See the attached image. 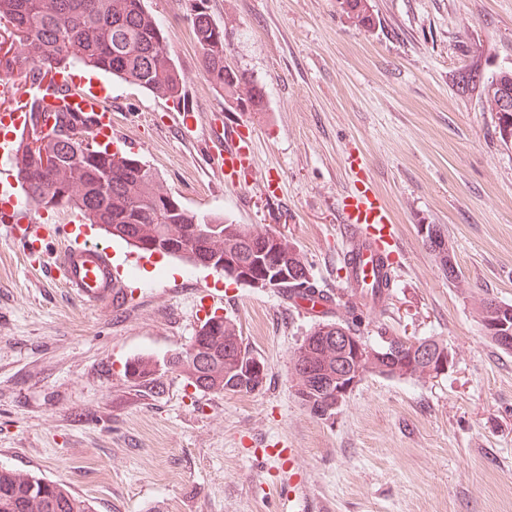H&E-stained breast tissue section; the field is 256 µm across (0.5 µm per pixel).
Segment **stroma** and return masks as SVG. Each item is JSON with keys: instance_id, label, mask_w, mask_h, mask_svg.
Masks as SVG:
<instances>
[{"instance_id": "stroma-1", "label": "stroma", "mask_w": 512, "mask_h": 512, "mask_svg": "<svg viewBox=\"0 0 512 512\" xmlns=\"http://www.w3.org/2000/svg\"><path fill=\"white\" fill-rule=\"evenodd\" d=\"M225 30L226 59L265 93L242 112L207 79L192 17ZM371 28L336 0H147L185 78L181 105L102 82L118 107L115 145L200 214L278 229L311 274L345 285L338 203L348 153L369 164L403 253L384 310L360 332L431 337L453 353L426 381L365 375L334 419L298 399L292 356L324 319L269 289L172 257L143 258L97 225L132 291L120 310L78 301L0 224V466L60 480L95 512H282L289 486L312 512H512V353L486 337L477 308L512 305V142L458 70L512 68V0H370ZM236 122L256 137L257 170L224 187L204 139L187 143L169 112ZM279 183L269 197L266 180ZM440 225L457 265L449 280L420 232ZM236 321L265 365L250 393L200 392L162 370L163 390L132 385L127 360L184 351L210 307Z\"/></svg>"}]
</instances>
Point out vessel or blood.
<instances>
[{"mask_svg": "<svg viewBox=\"0 0 512 512\" xmlns=\"http://www.w3.org/2000/svg\"><path fill=\"white\" fill-rule=\"evenodd\" d=\"M54 97L71 109L95 115L88 130L89 145L112 137V115L106 109L102 88L88 82L76 85L58 80ZM29 121L24 112H1L0 154L11 156ZM208 149L221 179L228 185L247 183L255 172V147L251 135L235 125H208ZM353 185L338 210L343 238L347 243L344 264L351 288H377L390 270V258L399 250L390 210L376 192L362 159L349 162ZM0 223L20 234L30 264L48 265L52 278L59 281L80 301L89 305L120 303L122 282L106 250L90 242L74 239L47 259L42 250L46 226L32 218L25 202L10 180L0 181Z\"/></svg>", "mask_w": 512, "mask_h": 512, "instance_id": "1", "label": "vessel or blood"}]
</instances>
